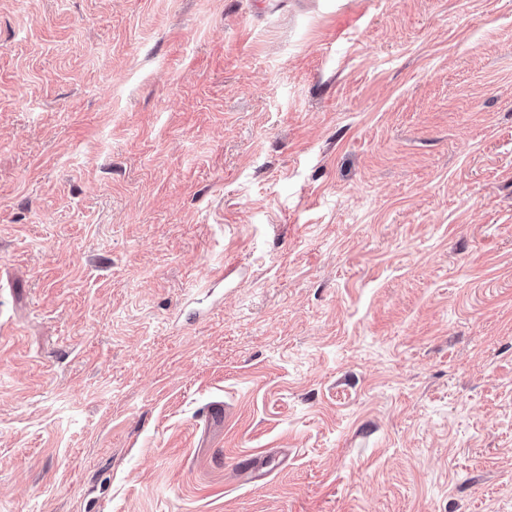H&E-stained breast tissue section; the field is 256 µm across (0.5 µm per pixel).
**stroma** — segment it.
I'll return each mask as SVG.
<instances>
[{"mask_svg": "<svg viewBox=\"0 0 512 512\" xmlns=\"http://www.w3.org/2000/svg\"><path fill=\"white\" fill-rule=\"evenodd\" d=\"M0 512H512V0H0Z\"/></svg>", "mask_w": 512, "mask_h": 512, "instance_id": "obj_1", "label": "stroma"}]
</instances>
